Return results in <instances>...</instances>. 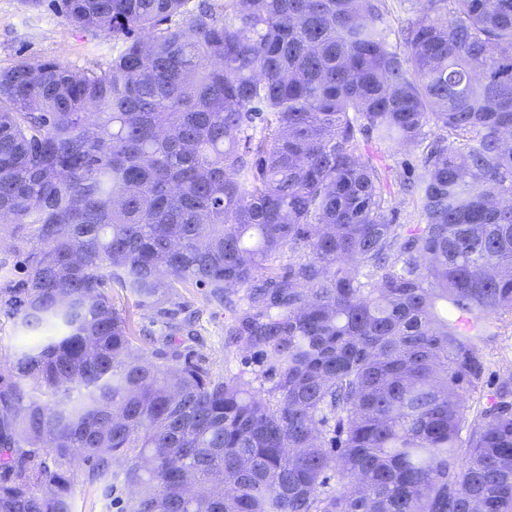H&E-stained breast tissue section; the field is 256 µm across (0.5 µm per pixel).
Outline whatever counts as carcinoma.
Here are the masks:
<instances>
[{
    "label": "carcinoma",
    "instance_id": "cac0c4a2",
    "mask_svg": "<svg viewBox=\"0 0 512 512\" xmlns=\"http://www.w3.org/2000/svg\"><path fill=\"white\" fill-rule=\"evenodd\" d=\"M52 2L110 59L0 72V303L38 337L0 369V512H76L77 462L123 512H512V375L470 405L512 326V0H427L400 46L385 0ZM431 122L394 224L367 146ZM187 288L243 290L253 380ZM190 310L196 314L195 329L199 336L198 351L209 361L213 370L225 376L250 375L253 366L245 367L244 358L249 354L236 346L227 343L224 326L230 313L221 307L210 304L202 291L195 288L185 294Z\"/></svg>",
    "mask_w": 512,
    "mask_h": 512
}]
</instances>
